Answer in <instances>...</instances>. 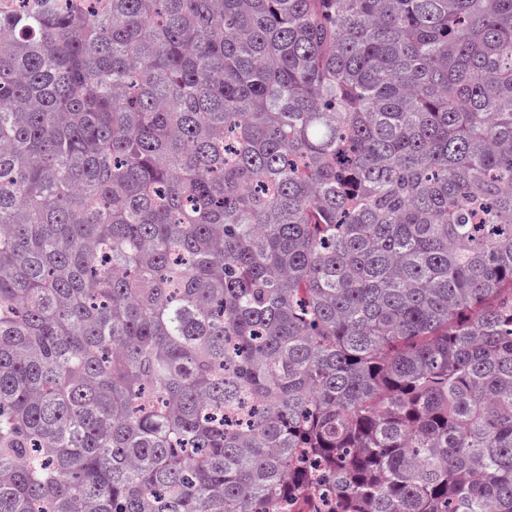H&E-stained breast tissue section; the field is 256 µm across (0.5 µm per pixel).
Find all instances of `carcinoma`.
I'll use <instances>...</instances> for the list:
<instances>
[{
    "instance_id": "carcinoma-1",
    "label": "carcinoma",
    "mask_w": 512,
    "mask_h": 512,
    "mask_svg": "<svg viewBox=\"0 0 512 512\" xmlns=\"http://www.w3.org/2000/svg\"><path fill=\"white\" fill-rule=\"evenodd\" d=\"M0 0V512H512V0Z\"/></svg>"
}]
</instances>
